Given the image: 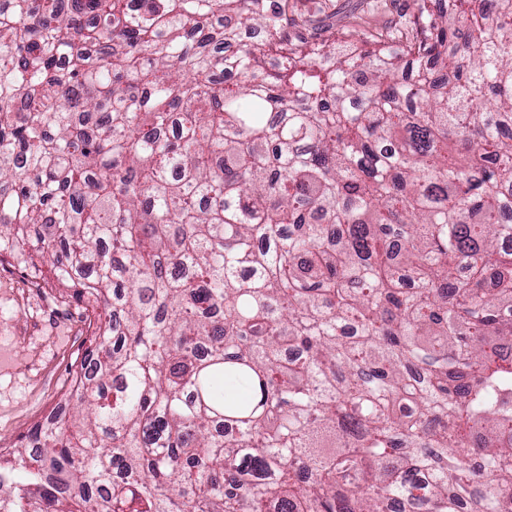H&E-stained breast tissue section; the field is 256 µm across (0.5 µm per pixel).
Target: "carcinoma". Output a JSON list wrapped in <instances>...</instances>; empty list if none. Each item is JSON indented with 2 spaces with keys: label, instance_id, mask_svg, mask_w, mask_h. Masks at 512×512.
<instances>
[{
  "label": "carcinoma",
  "instance_id": "1",
  "mask_svg": "<svg viewBox=\"0 0 512 512\" xmlns=\"http://www.w3.org/2000/svg\"><path fill=\"white\" fill-rule=\"evenodd\" d=\"M132 2L0 0V262L92 331L0 512H512V0ZM369 1L360 0H288V17L296 25L288 28L293 36L303 33L305 36L323 39L337 31L344 24V16L358 8L368 9Z\"/></svg>",
  "mask_w": 512,
  "mask_h": 512
}]
</instances>
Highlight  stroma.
Instances as JSON below:
<instances>
[{
    "instance_id": "obj_1",
    "label": "stroma",
    "mask_w": 512,
    "mask_h": 512,
    "mask_svg": "<svg viewBox=\"0 0 512 512\" xmlns=\"http://www.w3.org/2000/svg\"><path fill=\"white\" fill-rule=\"evenodd\" d=\"M363 0H288L294 19L290 34L323 39L337 31ZM36 293H0V352L10 357L0 367V445H19L54 403L64 400L72 364L88 346L85 312L68 301L48 276L19 270Z\"/></svg>"
}]
</instances>
